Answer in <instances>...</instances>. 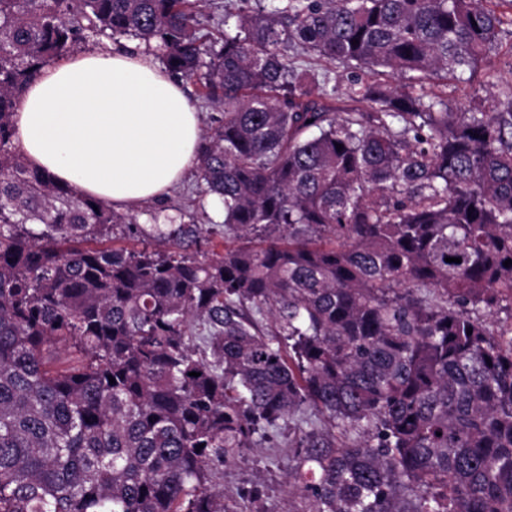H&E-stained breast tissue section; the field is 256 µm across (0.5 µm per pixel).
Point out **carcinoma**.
Listing matches in <instances>:
<instances>
[{"mask_svg": "<svg viewBox=\"0 0 512 512\" xmlns=\"http://www.w3.org/2000/svg\"><path fill=\"white\" fill-rule=\"evenodd\" d=\"M203 3L0 0V512H234L222 466L283 424L300 512H512V95L433 89L496 77L512 0H254L218 48ZM89 32L222 109L239 244L117 248L132 216L27 164L19 95ZM288 57L290 60L296 62V64H303L304 66L305 65H317L318 68H324L326 70L329 71V77L331 78V82H330V86L331 85H336L338 86L339 88V92H343L344 91V88H345V81H344V78H343V69L342 68H339L338 66H334V65H327V66H324V65H319L316 61V57L313 55V54H303L299 57H294L293 55V52L291 51H288Z\"/></svg>", "mask_w": 512, "mask_h": 512, "instance_id": "obj_1", "label": "carcinoma"}]
</instances>
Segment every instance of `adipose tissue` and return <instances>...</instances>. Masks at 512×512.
I'll use <instances>...</instances> for the list:
<instances>
[{
	"label": "adipose tissue",
	"instance_id": "adipose-tissue-1",
	"mask_svg": "<svg viewBox=\"0 0 512 512\" xmlns=\"http://www.w3.org/2000/svg\"><path fill=\"white\" fill-rule=\"evenodd\" d=\"M13 122L28 164L124 211L184 179L201 141L181 83L142 52H85L42 67Z\"/></svg>",
	"mask_w": 512,
	"mask_h": 512
}]
</instances>
